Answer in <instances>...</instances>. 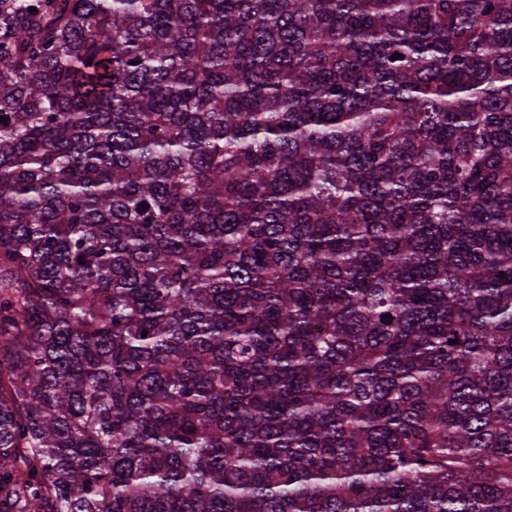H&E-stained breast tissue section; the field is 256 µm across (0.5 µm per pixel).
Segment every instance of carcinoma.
<instances>
[{
	"label": "carcinoma",
	"instance_id": "carcinoma-1",
	"mask_svg": "<svg viewBox=\"0 0 512 512\" xmlns=\"http://www.w3.org/2000/svg\"><path fill=\"white\" fill-rule=\"evenodd\" d=\"M0 116V512H512V0H0Z\"/></svg>",
	"mask_w": 512,
	"mask_h": 512
}]
</instances>
